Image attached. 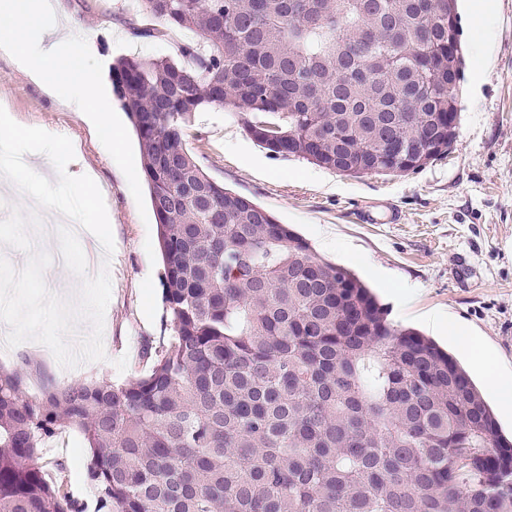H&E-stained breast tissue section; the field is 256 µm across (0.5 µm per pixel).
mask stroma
Here are the masks:
<instances>
[{
  "instance_id": "obj_1",
  "label": "stroma",
  "mask_w": 512,
  "mask_h": 512,
  "mask_svg": "<svg viewBox=\"0 0 512 512\" xmlns=\"http://www.w3.org/2000/svg\"><path fill=\"white\" fill-rule=\"evenodd\" d=\"M53 5L50 25L95 41L97 53L89 64L112 98V65L118 59H173L179 45L198 38L180 28L159 40L134 38L128 19L144 27L153 20L136 13L131 0H53ZM458 8L465 59L458 136L447 155L417 172L354 178L298 157H275L253 141L231 109L213 106L195 112L184 142L213 180L268 208L317 254L355 272L394 322L429 337L433 331L420 313L451 319L512 375V0H492L486 14L474 10L470 0H458ZM486 27L495 40L484 69L479 34ZM0 107L22 126L71 140L82 166L98 175L114 240L104 360L65 368L46 346L26 341L0 347V371L30 366L24 385L30 396L48 382L125 383L147 370L144 347L171 334L162 304L157 220L133 126L123 124V157L104 160L94 130L3 53ZM112 109L122 112L120 101L113 98ZM60 460L66 465L62 472L56 467ZM37 464L71 496L89 499V456L78 429L53 437Z\"/></svg>"
}]
</instances>
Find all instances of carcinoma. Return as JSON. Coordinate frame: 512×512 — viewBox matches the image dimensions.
Returning a JSON list of instances; mask_svg holds the SVG:
<instances>
[{
    "label": "carcinoma",
    "mask_w": 512,
    "mask_h": 512,
    "mask_svg": "<svg viewBox=\"0 0 512 512\" xmlns=\"http://www.w3.org/2000/svg\"><path fill=\"white\" fill-rule=\"evenodd\" d=\"M138 0L182 61L123 58L172 335L125 384L0 372V512H86L33 464L84 436L94 512H512V442L467 371L351 270L210 178L184 143L227 107L275 156L402 176L450 149L455 0ZM454 17L456 27L448 26Z\"/></svg>",
    "instance_id": "obj_1"
}]
</instances>
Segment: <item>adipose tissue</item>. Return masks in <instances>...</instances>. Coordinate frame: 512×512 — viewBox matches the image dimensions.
<instances>
[{"label": "adipose tissue", "instance_id": "obj_1", "mask_svg": "<svg viewBox=\"0 0 512 512\" xmlns=\"http://www.w3.org/2000/svg\"><path fill=\"white\" fill-rule=\"evenodd\" d=\"M51 11L50 0H0V49L12 53L41 88L70 110L91 114L102 132L98 142L100 153L118 158L124 147L121 128L112 119L97 73L88 65L94 47L87 40L58 37L55 29L44 23ZM448 331L483 370L502 408L512 411V376H502L473 337L460 334L453 325Z\"/></svg>", "mask_w": 512, "mask_h": 512}]
</instances>
